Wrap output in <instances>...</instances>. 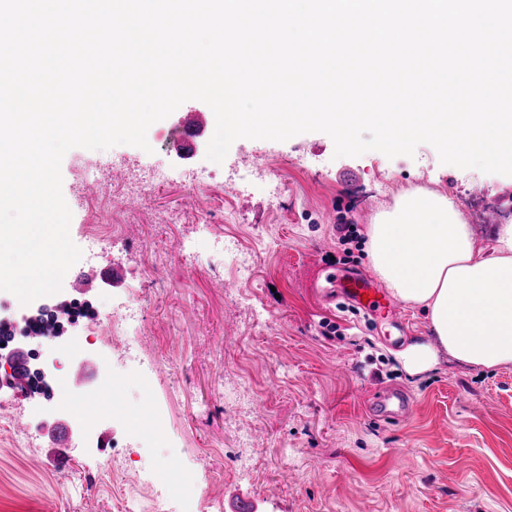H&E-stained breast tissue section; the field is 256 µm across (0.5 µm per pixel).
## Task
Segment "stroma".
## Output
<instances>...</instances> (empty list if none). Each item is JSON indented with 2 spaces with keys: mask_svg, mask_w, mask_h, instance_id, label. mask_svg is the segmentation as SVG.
<instances>
[{
  "mask_svg": "<svg viewBox=\"0 0 512 512\" xmlns=\"http://www.w3.org/2000/svg\"><path fill=\"white\" fill-rule=\"evenodd\" d=\"M208 110L199 100L181 104L149 128L147 152L76 147L64 156L68 201L84 163L121 160L167 172L147 207L128 209L119 195L92 197L69 226L79 247L87 225L109 218L122 232L92 264L120 269L124 281L86 293L95 314L81 329L101 338L113 308L139 295L144 320L135 348L116 339L100 354L118 366L136 356L152 385L145 391L128 378L117 392L97 395L91 405L104 412L100 434L67 447L65 470L54 464L50 431L73 410L60 398L0 385V403L11 405L0 419V512H126L132 503L156 512L130 479L140 472L177 478L198 512H235L243 494L256 512H512V366L478 369L444 359L408 375L394 352L433 339L418 309L398 304L411 323L403 333L392 316L368 318L310 286L342 253L338 218L367 234L362 213L388 211L406 191L467 201L466 223L493 242L497 225L512 215V176L441 164L428 144L410 157L369 151L338 158L322 132L284 142L239 139L219 164L207 160L203 141L189 158L178 156L172 139L184 117ZM257 161L281 184L279 198L259 181L225 187V173ZM199 169L213 176L211 196L190 187ZM168 214L178 222L163 223ZM213 231L254 254L249 284L229 267L201 270L185 257L187 245L208 251ZM155 264L160 277L147 280ZM335 268L341 275L371 265L362 250ZM256 305L262 318L252 315ZM384 389L408 399L401 420H378L374 399ZM149 407L165 419V442L144 429L133 437L113 432V413L133 426ZM242 453L249 469L237 467Z\"/></svg>",
  "mask_w": 512,
  "mask_h": 512,
  "instance_id": "stroma-1",
  "label": "stroma"
}]
</instances>
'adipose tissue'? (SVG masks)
<instances>
[{
	"label": "adipose tissue",
	"instance_id": "adipose-tissue-1",
	"mask_svg": "<svg viewBox=\"0 0 512 512\" xmlns=\"http://www.w3.org/2000/svg\"><path fill=\"white\" fill-rule=\"evenodd\" d=\"M371 268L400 302L421 307L435 337L398 354L409 374L440 355L473 367L512 365V224L486 244L446 197L399 195L368 228Z\"/></svg>",
	"mask_w": 512,
	"mask_h": 512
}]
</instances>
